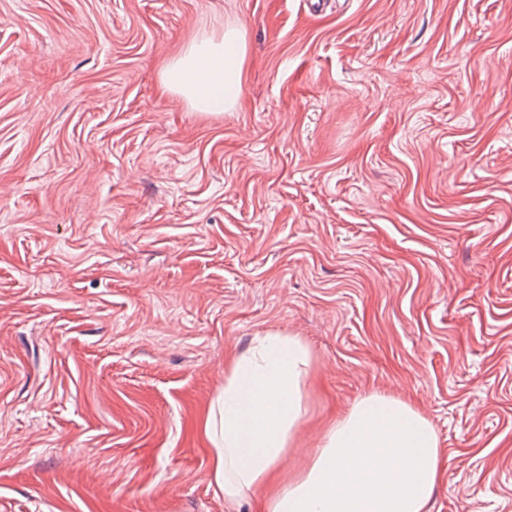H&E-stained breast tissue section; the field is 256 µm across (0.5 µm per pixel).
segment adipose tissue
<instances>
[{"label": "adipose tissue", "instance_id": "ef3b65f1", "mask_svg": "<svg viewBox=\"0 0 512 512\" xmlns=\"http://www.w3.org/2000/svg\"><path fill=\"white\" fill-rule=\"evenodd\" d=\"M244 30L194 37L160 69L163 92L197 112L232 111L243 88ZM312 354L295 336L268 333L231 356L205 432L227 500L257 499L259 512H429L441 475L439 439L407 401L371 393L332 421L307 464L283 474L304 416Z\"/></svg>", "mask_w": 512, "mask_h": 512}]
</instances>
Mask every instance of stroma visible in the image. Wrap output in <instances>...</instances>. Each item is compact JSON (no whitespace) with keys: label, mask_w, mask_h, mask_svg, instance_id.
I'll return each instance as SVG.
<instances>
[{"label":"stroma","mask_w":512,"mask_h":512,"mask_svg":"<svg viewBox=\"0 0 512 512\" xmlns=\"http://www.w3.org/2000/svg\"><path fill=\"white\" fill-rule=\"evenodd\" d=\"M241 24L238 106L159 65ZM314 363L285 471L377 392L431 512H512V0H0V512H255L227 354Z\"/></svg>","instance_id":"1"}]
</instances>
